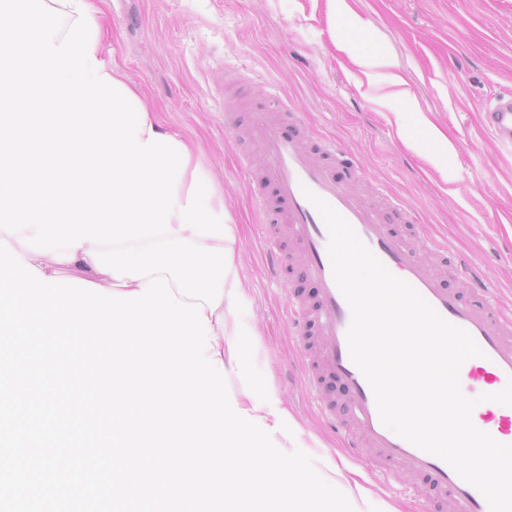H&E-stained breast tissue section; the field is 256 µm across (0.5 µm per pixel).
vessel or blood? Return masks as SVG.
I'll use <instances>...</instances> for the list:
<instances>
[{"label":"vessel or blood","instance_id":"obj_1","mask_svg":"<svg viewBox=\"0 0 512 512\" xmlns=\"http://www.w3.org/2000/svg\"><path fill=\"white\" fill-rule=\"evenodd\" d=\"M485 112L495 136L512 143V96L486 105ZM251 122L264 151V168L252 199L264 219L274 214L287 224L300 257L299 275L314 290L312 297L291 293L286 301L301 351H319L304 363L311 398L353 459H361L363 449H374L375 466L403 464L436 498L451 503L454 512H489L481 492L447 462L382 423L372 388L350 357L351 310L333 277L328 229L308 194L328 202L394 276L412 285L446 321L471 335L482 354L465 361L460 372L484 382L489 394L512 381V317L503 312L469 261L451 253L445 241L427 234L420 248L411 246L396 227L404 215L400 203L393 200L382 209L352 191L351 182L360 169L344 147L321 144L329 161L314 163L302 124L281 96L271 95L266 104L254 108ZM431 255L469 284L468 296L449 288L442 275L430 269ZM334 384L343 391L342 403L330 397Z\"/></svg>","mask_w":512,"mask_h":512}]
</instances>
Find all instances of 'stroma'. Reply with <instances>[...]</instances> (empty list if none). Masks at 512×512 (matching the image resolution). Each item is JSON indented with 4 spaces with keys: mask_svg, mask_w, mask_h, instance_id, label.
Returning <instances> with one entry per match:
<instances>
[{
    "mask_svg": "<svg viewBox=\"0 0 512 512\" xmlns=\"http://www.w3.org/2000/svg\"><path fill=\"white\" fill-rule=\"evenodd\" d=\"M108 0L103 56L151 102L164 126L196 147L237 232V274L260 336L254 362L297 420L313 462L346 455L306 387L282 313L308 291L294 266L276 276L255 239L251 188L235 167L251 105L288 98L308 140L343 144L362 174L353 189L400 200L403 232L429 227L479 271L512 310V145L482 109L512 92V0ZM447 136L436 141L429 125ZM374 499L423 512L415 478L362 466Z\"/></svg>",
    "mask_w": 512,
    "mask_h": 512,
    "instance_id": "stroma-1",
    "label": "stroma"
}]
</instances>
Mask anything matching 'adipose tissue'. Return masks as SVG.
Instances as JSON below:
<instances>
[{"mask_svg": "<svg viewBox=\"0 0 512 512\" xmlns=\"http://www.w3.org/2000/svg\"><path fill=\"white\" fill-rule=\"evenodd\" d=\"M93 0H0V239L44 276L112 292L164 276L199 303L227 374L237 238L193 147L103 56Z\"/></svg>", "mask_w": 512, "mask_h": 512, "instance_id": "adipose-tissue-1", "label": "adipose tissue"}]
</instances>
